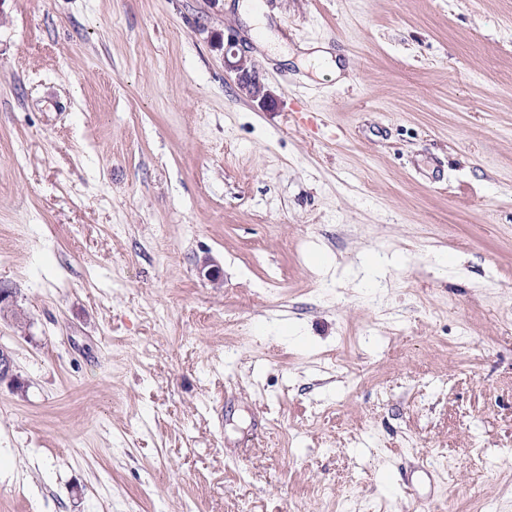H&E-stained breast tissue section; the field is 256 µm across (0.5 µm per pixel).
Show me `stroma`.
<instances>
[{
    "instance_id": "1",
    "label": "stroma",
    "mask_w": 512,
    "mask_h": 512,
    "mask_svg": "<svg viewBox=\"0 0 512 512\" xmlns=\"http://www.w3.org/2000/svg\"><path fill=\"white\" fill-rule=\"evenodd\" d=\"M239 2L0 0V512H512V0ZM213 43L216 49L224 50L225 65L236 74V84L239 93L252 101H256L263 108H271L274 104V97L271 91L261 80L257 68L247 70L255 67V64L251 60L244 58V56H239V53L233 49L236 46L233 35L229 34L225 40L223 34H218L214 37ZM229 55L232 60L229 58ZM314 48L311 53L305 56L303 65H313L322 73L323 77H329L331 79L339 76L342 69L338 60L334 61V56L326 50L325 46L317 48V45H315Z\"/></svg>"
}]
</instances>
